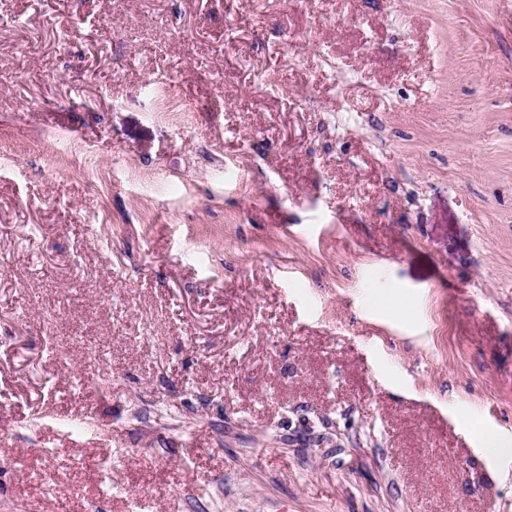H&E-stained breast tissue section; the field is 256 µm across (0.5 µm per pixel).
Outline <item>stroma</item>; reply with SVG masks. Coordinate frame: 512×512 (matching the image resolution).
Here are the masks:
<instances>
[{
  "label": "stroma",
  "instance_id": "1",
  "mask_svg": "<svg viewBox=\"0 0 512 512\" xmlns=\"http://www.w3.org/2000/svg\"><path fill=\"white\" fill-rule=\"evenodd\" d=\"M475 424L512 0H0V512H512Z\"/></svg>",
  "mask_w": 512,
  "mask_h": 512
}]
</instances>
